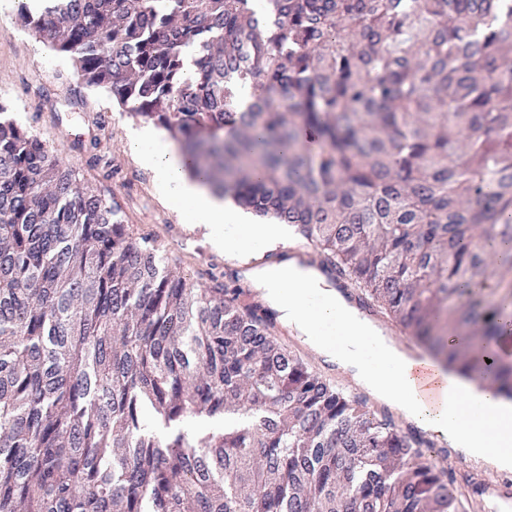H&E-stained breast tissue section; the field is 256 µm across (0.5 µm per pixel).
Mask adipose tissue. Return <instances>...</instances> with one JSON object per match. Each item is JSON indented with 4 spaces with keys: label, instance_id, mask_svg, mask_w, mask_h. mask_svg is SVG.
Listing matches in <instances>:
<instances>
[{
    "label": "adipose tissue",
    "instance_id": "1",
    "mask_svg": "<svg viewBox=\"0 0 512 512\" xmlns=\"http://www.w3.org/2000/svg\"><path fill=\"white\" fill-rule=\"evenodd\" d=\"M128 142L180 220L209 229L225 257L287 240L288 225L259 222L231 197L216 193L198 165L155 128L129 130ZM244 277L281 321L353 383L470 457L512 469V403L486 384L462 383L437 360L410 357L394 337L361 316L315 263L287 257L251 266Z\"/></svg>",
    "mask_w": 512,
    "mask_h": 512
}]
</instances>
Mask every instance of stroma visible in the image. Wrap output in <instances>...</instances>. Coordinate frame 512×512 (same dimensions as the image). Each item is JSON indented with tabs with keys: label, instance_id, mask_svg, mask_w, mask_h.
<instances>
[{
	"label": "stroma",
	"instance_id": "35a3bbf8",
	"mask_svg": "<svg viewBox=\"0 0 512 512\" xmlns=\"http://www.w3.org/2000/svg\"><path fill=\"white\" fill-rule=\"evenodd\" d=\"M14 8V0H0V100L12 118L73 166L82 183L115 197L126 223L152 235L180 273L203 283L217 275L239 288L240 304L259 302L241 265L162 200L152 172L128 144V130L141 120L122 112L107 92L86 87L67 58L21 28Z\"/></svg>",
	"mask_w": 512,
	"mask_h": 512
}]
</instances>
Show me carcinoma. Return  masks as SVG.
<instances>
[{
	"label": "carcinoma",
	"mask_w": 512,
	"mask_h": 512,
	"mask_svg": "<svg viewBox=\"0 0 512 512\" xmlns=\"http://www.w3.org/2000/svg\"><path fill=\"white\" fill-rule=\"evenodd\" d=\"M17 20L512 400V0H17ZM8 109L0 512H479L447 449L315 371L238 289L173 271ZM189 414L224 424L191 438Z\"/></svg>",
	"instance_id": "carcinoma-1"
}]
</instances>
